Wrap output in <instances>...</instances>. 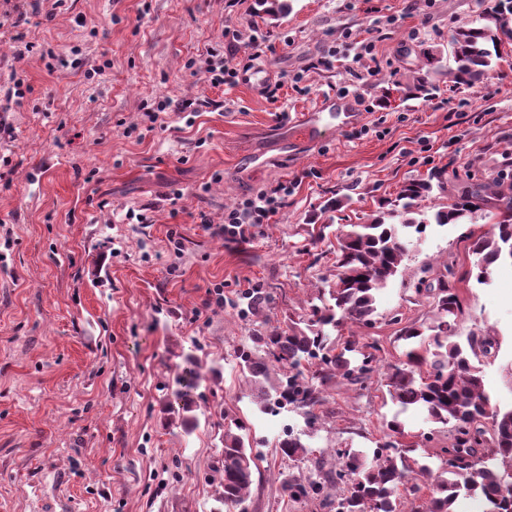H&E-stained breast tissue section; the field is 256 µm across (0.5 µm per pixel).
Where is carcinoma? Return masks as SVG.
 <instances>
[{"instance_id":"obj_1","label":"carcinoma","mask_w":512,"mask_h":512,"mask_svg":"<svg viewBox=\"0 0 512 512\" xmlns=\"http://www.w3.org/2000/svg\"><path fill=\"white\" fill-rule=\"evenodd\" d=\"M512 48V0H494L466 27L451 37L453 65L448 79L456 85L483 83ZM446 191L438 174L403 184L396 203L367 224H353L339 238L336 282L318 296L308 316L287 318L278 326L255 329L245 337L235 358L252 386V401L263 414L273 416L292 407L300 411L305 428L316 430V410L326 402V390L341 379L357 385L375 371V355L355 339L336 345L330 331L349 320L371 326L377 316L378 292L401 272L409 240L427 227L464 224L484 204H492L491 230L472 242L478 256V279H487L492 265L512 261V150L502 154L488 181L460 188L432 217L420 216L418 202L433 190ZM434 313L429 326L409 324L397 339L407 346L406 361L385 373V386L397 410L386 422L388 434L376 442L372 454L352 448L335 449L339 465L327 469L301 434L288 429L277 444L280 455L292 462L308 463L316 478L283 474L281 487L293 501H319L326 512H454L462 493L483 500L486 512H512V409L503 411L486 393L481 358L494 347L489 336L455 339L460 304L448 283L427 289ZM272 302L266 290L254 287L239 293L236 305L260 315ZM185 367L176 379V399L181 410H193L190 396L199 388L196 357L187 353ZM410 409L425 415L430 424L452 423L456 434L441 449L442 465L434 470L414 457L418 443L403 448L395 437L405 434L400 415ZM224 455L216 501L227 509H241L253 484L259 455L238 417L225 416ZM429 487L421 504L403 496Z\"/></svg>"}]
</instances>
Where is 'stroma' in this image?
Instances as JSON below:
<instances>
[{
  "label": "stroma",
  "instance_id": "1",
  "mask_svg": "<svg viewBox=\"0 0 512 512\" xmlns=\"http://www.w3.org/2000/svg\"><path fill=\"white\" fill-rule=\"evenodd\" d=\"M492 4L288 0L273 18L259 0H39L20 23L0 0V512H216L228 414L263 444L248 512H322L281 489L282 473L310 470L274 450L235 359L253 319L232 302L259 284L273 296L270 325L298 317L335 280L338 235L368 223L402 183L444 172L446 192L421 204L430 214L486 180L512 146V57L472 87L449 91L438 73L432 96L406 86L424 48L448 45ZM228 28L241 56L266 37L255 64L279 83L278 102L242 81L214 88L192 75ZM44 49L62 66L47 70ZM17 78L21 100L7 95ZM327 96L354 99L361 120L287 147L280 112ZM158 97L209 106L193 126L172 112L152 128L143 106ZM280 182L285 203L252 239L215 233L225 211ZM142 209L150 223H129ZM491 227L482 211L429 226L381 290L373 326L343 322L341 336L378 346V363L364 384L327 389L307 439L326 465L335 449L386 434L394 407L383 374L404 359L399 326L433 319L422 282L445 279L457 295L458 336L496 337L484 384L512 409V263L481 284L471 250ZM189 350L204 379L188 433L172 388Z\"/></svg>",
  "mask_w": 512,
  "mask_h": 512
}]
</instances>
